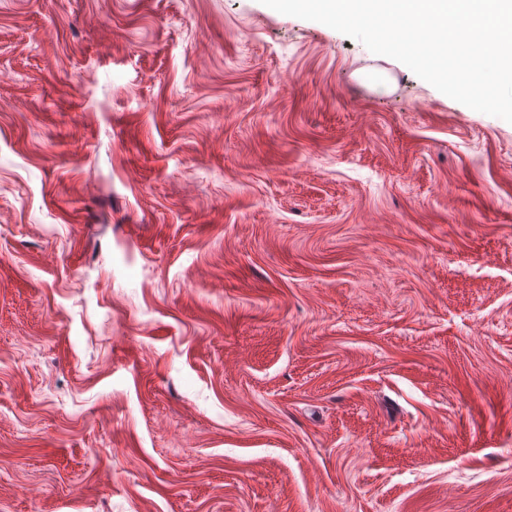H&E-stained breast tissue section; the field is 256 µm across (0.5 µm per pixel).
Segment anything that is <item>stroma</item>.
Segmentation results:
<instances>
[{
	"instance_id": "obj_1",
	"label": "stroma",
	"mask_w": 512,
	"mask_h": 512,
	"mask_svg": "<svg viewBox=\"0 0 512 512\" xmlns=\"http://www.w3.org/2000/svg\"><path fill=\"white\" fill-rule=\"evenodd\" d=\"M0 512H512V123L261 0H0Z\"/></svg>"
}]
</instances>
